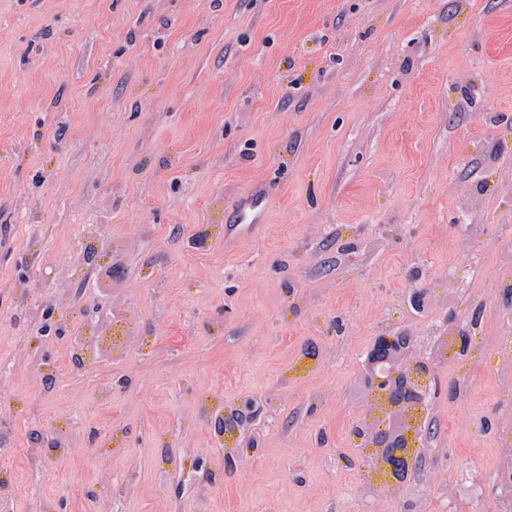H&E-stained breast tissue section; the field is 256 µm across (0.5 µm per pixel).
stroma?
<instances>
[{
	"label": "stroma",
	"mask_w": 512,
	"mask_h": 512,
	"mask_svg": "<svg viewBox=\"0 0 512 512\" xmlns=\"http://www.w3.org/2000/svg\"><path fill=\"white\" fill-rule=\"evenodd\" d=\"M259 186L274 199L256 234L200 236ZM89 230L107 251L80 283ZM509 255L512 0H0V512H95L104 496L112 512H374L346 465L364 356L388 317L437 352L471 290L490 298L485 335L465 359L437 352L420 447L460 491L406 495L493 512ZM452 270L462 287L415 310L414 289ZM76 290L112 335L131 328L124 358L82 372L70 337H35ZM35 358L56 367L50 389ZM204 393L257 415L212 446ZM49 426L77 448L32 467Z\"/></svg>",
	"instance_id": "stroma-1"
}]
</instances>
